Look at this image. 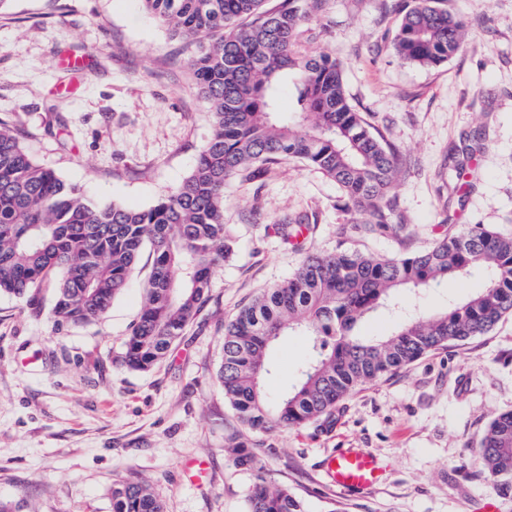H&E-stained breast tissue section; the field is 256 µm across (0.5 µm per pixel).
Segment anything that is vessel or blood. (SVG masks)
Returning <instances> with one entry per match:
<instances>
[{"label":"vessel or blood","mask_w":512,"mask_h":512,"mask_svg":"<svg viewBox=\"0 0 512 512\" xmlns=\"http://www.w3.org/2000/svg\"><path fill=\"white\" fill-rule=\"evenodd\" d=\"M323 469L328 482L343 492L372 489L381 483L383 475L379 460L359 448L334 451Z\"/></svg>","instance_id":"1"}]
</instances>
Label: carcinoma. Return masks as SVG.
<instances>
[{"mask_svg":"<svg viewBox=\"0 0 512 512\" xmlns=\"http://www.w3.org/2000/svg\"><path fill=\"white\" fill-rule=\"evenodd\" d=\"M181 40L196 88L212 114L211 134L196 164L172 192L147 208L85 197L39 164L15 129L0 120V295L41 313L52 291L58 326L104 318L127 287L143 249L152 270L143 306L124 341L122 362L147 371L163 361L211 298V272L231 254L224 224V187L236 175L260 177L299 161L336 182L343 207L370 219L360 235L389 228L390 188L400 156L350 101L342 65L328 55L297 51L302 25L323 0H139ZM400 15L392 41L404 61L439 66L462 47L465 25L445 0L394 4ZM292 88L293 115L277 108L280 87ZM308 219L276 225L281 239L302 248ZM474 271L484 287L437 315L417 314L389 336L359 328L400 288H429ZM512 315V237L473 224L431 247L398 257L338 251L305 257L296 273L245 305L224 328L216 379L224 398L253 433L271 435L331 418L336 406L368 381L396 373L418 358L489 333ZM309 337L312 351L297 383L276 398L265 389L270 349L279 337ZM244 468L260 467L249 438L227 442ZM494 491L512 499V413L490 423L475 450ZM248 512H303L286 486L257 480ZM112 512H165L159 492L140 477L111 489Z\"/></svg>","mask_w":512,"mask_h":512,"instance_id":"cac0c4a2","label":"carcinoma"}]
</instances>
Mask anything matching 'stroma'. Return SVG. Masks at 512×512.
Returning a JSON list of instances; mask_svg holds the SVG:
<instances>
[{"instance_id":"stroma-1","label":"stroma","mask_w":512,"mask_h":512,"mask_svg":"<svg viewBox=\"0 0 512 512\" xmlns=\"http://www.w3.org/2000/svg\"><path fill=\"white\" fill-rule=\"evenodd\" d=\"M465 23L460 52L437 67L400 59L398 13L385 0H324L304 26L303 53L343 66L353 103L400 151L390 219L402 236H359L362 214L342 207L336 183L297 161L224 189L233 252L212 271V298L168 357L148 372L120 362L152 258L108 314L91 326L54 327L49 311L0 295V501L21 512H111L108 491L125 476L147 479L166 512H247L256 479L288 487L305 512H477L494 490L474 450L491 420L512 411V316L466 344L424 355L358 388L327 424L259 437L261 471L225 452L248 430L216 380L225 324L260 291L291 276L304 255L359 250L400 256L467 225L512 236V0H447ZM83 58L75 72L69 56ZM182 44L139 0H7L0 8V119L31 155L95 201L154 204L193 168L212 128ZM471 188L454 190L455 172ZM304 215L302 249L274 231ZM463 280L402 292L395 310L367 321L390 333L415 309L435 313L482 288ZM270 395L297 381L306 337L273 346ZM366 448L389 463L369 492H340L319 461ZM211 462L192 483L186 459Z\"/></svg>"}]
</instances>
